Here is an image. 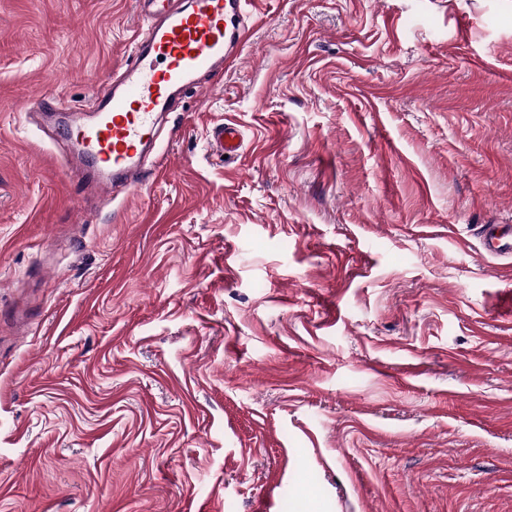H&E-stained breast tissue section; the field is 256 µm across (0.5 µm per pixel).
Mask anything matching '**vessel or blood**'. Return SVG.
<instances>
[{"label": "vessel or blood", "instance_id": "vessel-or-blood-1", "mask_svg": "<svg viewBox=\"0 0 512 512\" xmlns=\"http://www.w3.org/2000/svg\"><path fill=\"white\" fill-rule=\"evenodd\" d=\"M145 22L130 56L112 83L96 92L89 119L76 125L71 170L92 183L96 193L123 206L151 173L144 152L158 137L161 115L177 111L187 91L203 93L237 65L249 38L247 0H140ZM210 152L237 157L240 129L221 124L208 134ZM482 247L494 258L512 257V239L498 225L479 231Z\"/></svg>", "mask_w": 512, "mask_h": 512}]
</instances>
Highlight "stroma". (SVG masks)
<instances>
[{"label":"stroma","mask_w":512,"mask_h":512,"mask_svg":"<svg viewBox=\"0 0 512 512\" xmlns=\"http://www.w3.org/2000/svg\"><path fill=\"white\" fill-rule=\"evenodd\" d=\"M139 10L0 0V512H512V0H250L116 212L28 106ZM207 145L210 152L232 159L240 154L243 137L237 125L225 123L209 131ZM499 224H484L479 231L483 251L490 257H512V240L502 233Z\"/></svg>","instance_id":"obj_1"}]
</instances>
